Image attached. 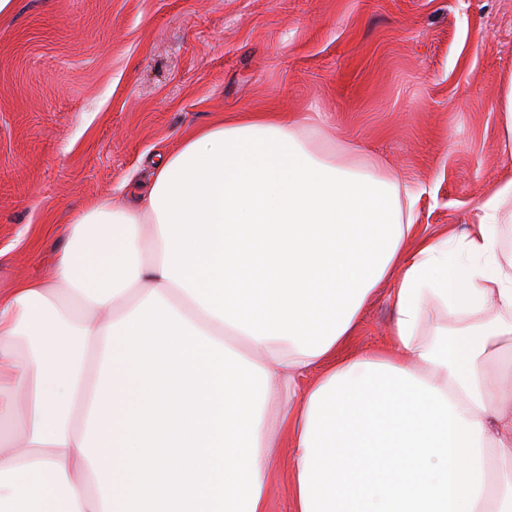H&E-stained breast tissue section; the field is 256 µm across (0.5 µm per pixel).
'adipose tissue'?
Segmentation results:
<instances>
[{
  "instance_id": "ef3b65f1",
  "label": "adipose tissue",
  "mask_w": 512,
  "mask_h": 512,
  "mask_svg": "<svg viewBox=\"0 0 512 512\" xmlns=\"http://www.w3.org/2000/svg\"><path fill=\"white\" fill-rule=\"evenodd\" d=\"M380 170L318 116L246 111L78 212L0 295V512H267L282 444L290 512H512V177L436 238L425 186ZM388 280L383 346L348 352Z\"/></svg>"
}]
</instances>
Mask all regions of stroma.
<instances>
[{
	"mask_svg": "<svg viewBox=\"0 0 512 512\" xmlns=\"http://www.w3.org/2000/svg\"><path fill=\"white\" fill-rule=\"evenodd\" d=\"M512 0H18L0 21V291L36 277L82 205L130 197L158 154L238 111L318 112L430 186L424 235L463 232L504 177ZM389 286L351 347H378ZM500 123L503 131L505 146L509 156L512 154V79H509L504 88L500 106Z\"/></svg>",
	"mask_w": 512,
	"mask_h": 512,
	"instance_id": "obj_1",
	"label": "stroma"
}]
</instances>
